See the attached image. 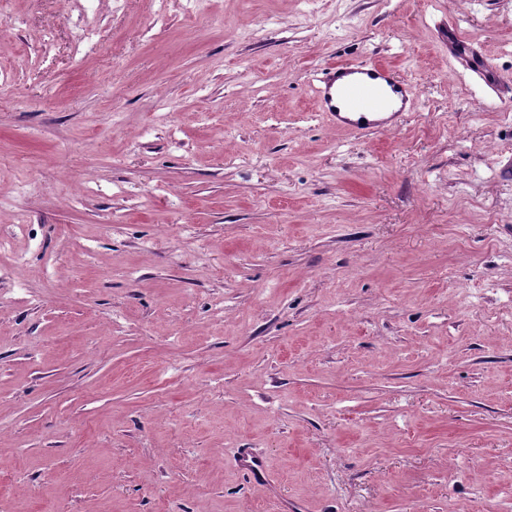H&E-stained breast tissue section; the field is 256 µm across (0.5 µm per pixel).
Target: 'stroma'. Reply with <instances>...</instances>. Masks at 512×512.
<instances>
[{"label": "stroma", "mask_w": 512, "mask_h": 512, "mask_svg": "<svg viewBox=\"0 0 512 512\" xmlns=\"http://www.w3.org/2000/svg\"><path fill=\"white\" fill-rule=\"evenodd\" d=\"M450 26L512 82V0H0V512H512V98ZM368 61L414 105L336 129ZM448 52L453 57L466 60L475 71L487 76L493 74V67L489 59L476 47L460 38L451 28H448ZM315 75L317 108L338 129L391 130L414 104L411 84L388 64L344 63Z\"/></svg>", "instance_id": "35a3bbf8"}]
</instances>
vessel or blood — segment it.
<instances>
[{
	"label": "vessel or blood",
	"mask_w": 512,
	"mask_h": 512,
	"mask_svg": "<svg viewBox=\"0 0 512 512\" xmlns=\"http://www.w3.org/2000/svg\"><path fill=\"white\" fill-rule=\"evenodd\" d=\"M448 52L475 71L493 73L489 59L453 31L448 34ZM314 94L319 112L333 126L359 132L397 127L414 104L408 80L390 65L375 61L318 69Z\"/></svg>",
	"instance_id": "b4317fda"
}]
</instances>
